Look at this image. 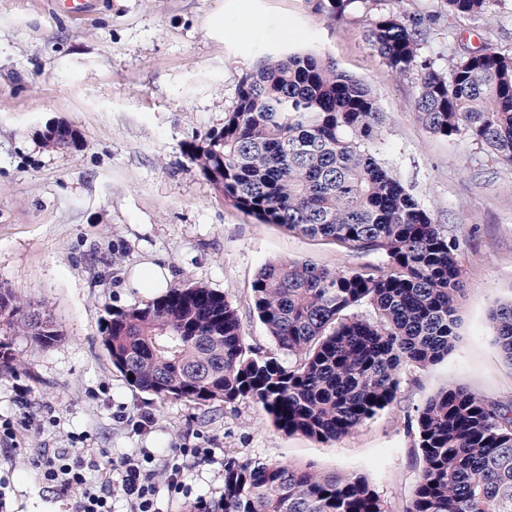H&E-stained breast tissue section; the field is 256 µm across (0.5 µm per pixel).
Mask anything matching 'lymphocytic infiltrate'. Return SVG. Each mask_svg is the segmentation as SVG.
<instances>
[{
	"mask_svg": "<svg viewBox=\"0 0 512 512\" xmlns=\"http://www.w3.org/2000/svg\"><path fill=\"white\" fill-rule=\"evenodd\" d=\"M179 462L156 459L147 449L103 463L94 448H34L30 461L41 482L55 495L72 503V512H112V495L120 493L128 512H161L157 506V476L166 472L167 484L177 491L185 486L184 459L206 460L207 448L179 449Z\"/></svg>",
	"mask_w": 512,
	"mask_h": 512,
	"instance_id": "lymphocytic-infiltrate-1",
	"label": "lymphocytic infiltrate"
}]
</instances>
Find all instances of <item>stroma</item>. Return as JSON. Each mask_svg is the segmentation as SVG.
Masks as SVG:
<instances>
[{"mask_svg": "<svg viewBox=\"0 0 512 512\" xmlns=\"http://www.w3.org/2000/svg\"><path fill=\"white\" fill-rule=\"evenodd\" d=\"M363 12L330 19L316 0H84L72 17L56 0H0V286L45 311L59 336L47 347L8 331L0 345V440L11 512H68L48 492L31 448L90 447L116 459L138 448L187 462V492L160 485L162 512H194L219 498L224 459H260L318 473L364 476L404 512L422 467L410 417L451 385L512 401V363L494 342L489 310L512 300V168L467 140L430 134L418 121L415 83L380 63L364 39ZM302 48L362 80L386 115L382 158L460 240L459 339L442 362L405 367L391 405L348 435L319 441L278 429L260 405L162 400L127 384L102 345L109 312L151 299L132 287L141 264L169 267L177 284L202 283L237 309L245 346H276L254 314L251 285L267 261L360 270L380 256L264 224L225 202L184 152L221 127L241 78L264 53ZM71 125L79 147H43L46 123ZM54 410L36 431L24 419ZM154 417L136 431L140 413Z\"/></svg>", "mask_w": 512, "mask_h": 512, "instance_id": "35a3bbf8", "label": "stroma"}]
</instances>
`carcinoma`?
Listing matches in <instances>:
<instances>
[{
    "label": "carcinoma",
    "mask_w": 512,
    "mask_h": 512,
    "mask_svg": "<svg viewBox=\"0 0 512 512\" xmlns=\"http://www.w3.org/2000/svg\"><path fill=\"white\" fill-rule=\"evenodd\" d=\"M353 4L369 14L366 40L389 71L410 77L419 120L463 136L512 167V50L487 24L502 0H317L334 18ZM483 22L444 66L423 49L443 19ZM45 147L78 146L72 129L40 133ZM384 115L368 87L320 55H266L242 77L224 125L185 155L224 200L264 224L375 253L380 266L336 271L270 260L252 284V308L278 353L249 350L237 309L202 284L173 285L114 309L102 343L126 381L162 400L248 399L278 428L337 440L390 405L400 372L451 352L461 291L457 236L442 230L380 159ZM366 306L370 314L355 309ZM0 317L42 346L55 325L0 290ZM490 317L512 362V301ZM287 355L284 360L281 355ZM422 468L405 512H512V406L449 386L415 409ZM207 512H390L367 480L234 456L224 493Z\"/></svg>",
    "instance_id": "1"
}]
</instances>
